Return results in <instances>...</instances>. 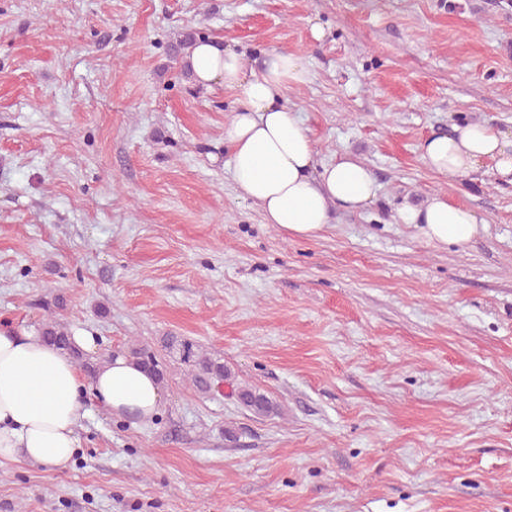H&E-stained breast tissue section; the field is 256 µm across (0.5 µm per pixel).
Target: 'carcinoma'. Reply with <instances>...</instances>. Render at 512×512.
Segmentation results:
<instances>
[{
  "instance_id": "1",
  "label": "carcinoma",
  "mask_w": 512,
  "mask_h": 512,
  "mask_svg": "<svg viewBox=\"0 0 512 512\" xmlns=\"http://www.w3.org/2000/svg\"><path fill=\"white\" fill-rule=\"evenodd\" d=\"M39 338L72 354L83 367L85 373L93 375L105 362L100 356H91L79 349L66 325L52 319L41 325ZM161 347L166 355L185 367L193 387L201 394L210 393L218 384L227 383L233 387L238 403L247 410L269 416L278 412V405L265 393L249 385L235 382V375L220 359L205 352L195 341L185 336H165ZM127 356L136 364L151 370L159 378H164V371L156 356L143 346H133Z\"/></svg>"
}]
</instances>
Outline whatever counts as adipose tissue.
Listing matches in <instances>:
<instances>
[{
    "label": "adipose tissue",
    "instance_id": "1",
    "mask_svg": "<svg viewBox=\"0 0 512 512\" xmlns=\"http://www.w3.org/2000/svg\"><path fill=\"white\" fill-rule=\"evenodd\" d=\"M190 66L197 83L220 81L238 95L224 140L232 148L236 189L259 206L265 223L292 238L314 239L333 223L335 210L356 212L374 202L377 181L359 157L346 154L316 166L309 132L283 98L288 86L309 79L300 57L274 52L261 70H249L238 53L200 41ZM421 160L451 180L478 173L488 160L500 176H512V134L487 123L455 122L423 143ZM397 221L434 248L467 244L481 224L471 208L440 194L420 206L402 204ZM89 392L109 413L143 421L164 403L157 378L123 355L110 357L88 380L68 353L38 337L0 330V461L66 468L78 448Z\"/></svg>",
    "mask_w": 512,
    "mask_h": 512
}]
</instances>
